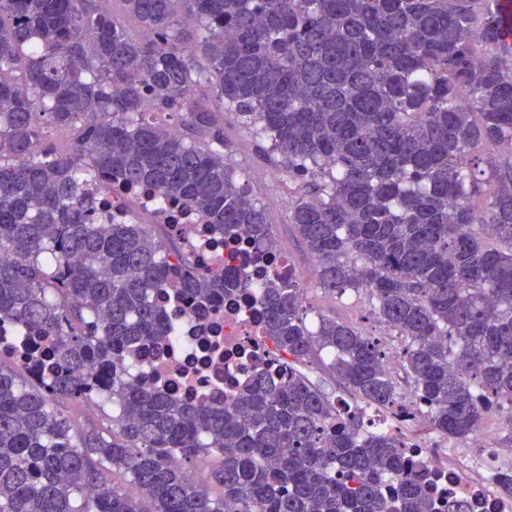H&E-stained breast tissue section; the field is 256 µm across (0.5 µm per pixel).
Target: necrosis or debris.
<instances>
[{
  "instance_id": "obj_1",
  "label": "necrosis or debris",
  "mask_w": 512,
  "mask_h": 512,
  "mask_svg": "<svg viewBox=\"0 0 512 512\" xmlns=\"http://www.w3.org/2000/svg\"><path fill=\"white\" fill-rule=\"evenodd\" d=\"M133 205L151 214L154 223L172 225L195 269L206 270L226 262L245 275L251 286L205 310L191 302L172 303L165 293L155 294L154 301L165 311L174 332L163 348L142 351L127 361L129 379L146 381L162 392L194 401L226 403L258 373H287V356L264 334L259 292L269 271L300 273L297 261L274 245L267 246L264 254H256L246 240L229 241L198 214L138 190L121 195L113 203V223H130L129 208ZM429 414L428 404L406 389L400 404L375 419L374 424L406 435L408 456L441 474L448 497L466 499L473 512H512V501L499 493L501 481L512 477V466L488 451L486 429L475 431L472 445L477 452L459 465L448 453L445 439L409 438L411 429L427 424Z\"/></svg>"
}]
</instances>
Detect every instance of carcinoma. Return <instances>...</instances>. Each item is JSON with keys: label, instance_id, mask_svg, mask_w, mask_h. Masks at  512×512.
<instances>
[{"label": "carcinoma", "instance_id": "1", "mask_svg": "<svg viewBox=\"0 0 512 512\" xmlns=\"http://www.w3.org/2000/svg\"><path fill=\"white\" fill-rule=\"evenodd\" d=\"M99 2L0 0V323L51 342L31 356L39 379L0 369V512H469L436 499L399 437L365 431L367 409L400 398L384 347L334 316L311 326L291 272L260 294L288 377L259 373L226 405L127 380V355L171 335L153 292L203 307L249 283L95 216L100 193L140 187L231 240L273 242L265 207L224 163V125L195 101L207 87L288 169V224L320 289L364 296L402 340L432 429L464 439L492 411L512 429L501 0H123L149 40ZM180 4L199 23L193 44ZM183 112L186 133L160 120ZM50 126L78 129L72 152L45 142ZM324 352L341 395L303 372ZM98 393L109 438L61 411ZM213 455L215 496L184 470ZM388 476L401 494H384Z\"/></svg>", "mask_w": 512, "mask_h": 512}]
</instances>
